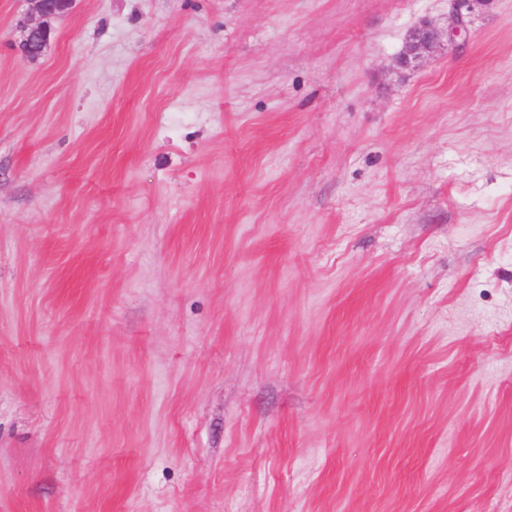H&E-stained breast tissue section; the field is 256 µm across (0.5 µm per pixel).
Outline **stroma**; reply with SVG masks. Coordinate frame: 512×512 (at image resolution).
Segmentation results:
<instances>
[{
    "label": "stroma",
    "mask_w": 512,
    "mask_h": 512,
    "mask_svg": "<svg viewBox=\"0 0 512 512\" xmlns=\"http://www.w3.org/2000/svg\"><path fill=\"white\" fill-rule=\"evenodd\" d=\"M0 0V512H512V0ZM32 4V12L40 18L39 22L30 20L24 26V36L21 42V50L24 56L30 60H36L43 55L52 39V30L47 19L64 13L72 0H28ZM443 34L430 22L424 21L409 35L405 51L398 57L401 67H409L433 50L442 41Z\"/></svg>",
    "instance_id": "obj_1"
}]
</instances>
